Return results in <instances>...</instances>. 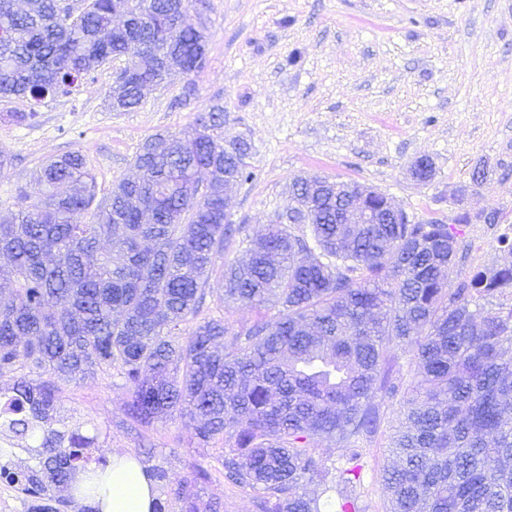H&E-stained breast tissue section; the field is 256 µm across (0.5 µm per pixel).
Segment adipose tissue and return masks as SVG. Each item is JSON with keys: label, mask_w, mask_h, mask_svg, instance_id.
Segmentation results:
<instances>
[{"label": "adipose tissue", "mask_w": 512, "mask_h": 512, "mask_svg": "<svg viewBox=\"0 0 512 512\" xmlns=\"http://www.w3.org/2000/svg\"><path fill=\"white\" fill-rule=\"evenodd\" d=\"M76 501L96 512H153L156 489L137 458L116 452L106 468L79 471L71 484Z\"/></svg>", "instance_id": "ef3b65f1"}]
</instances>
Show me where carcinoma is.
Listing matches in <instances>:
<instances>
[{
    "label": "carcinoma",
    "mask_w": 512,
    "mask_h": 512,
    "mask_svg": "<svg viewBox=\"0 0 512 512\" xmlns=\"http://www.w3.org/2000/svg\"><path fill=\"white\" fill-rule=\"evenodd\" d=\"M115 0H0V99L28 109L94 80L122 58L157 84L164 61L191 75L205 65L206 33L177 28L170 0H134L115 21ZM142 103L124 85L116 110ZM197 136L156 134L133 159L140 181L120 180L96 199L95 177L77 151L40 169L36 198L22 193L0 220V375L29 367L0 390V431L40 438L35 467L3 473L22 483L35 509L90 462L108 460L79 429L46 426L59 410L44 374L114 369L131 392L127 416L149 424L175 413L196 437L228 438L218 458L224 484L249 493L257 512H320L315 485L331 474L312 446L334 442L337 512H356L360 440L380 422L376 394L398 384L384 371L390 346L416 361L419 380L392 439L398 464L384 485L389 512H512V305L476 317L481 302L512 288V264L479 270L449 287L459 258L451 224L401 220L340 224L336 199L305 198L306 229L267 224L250 234L224 222V105L196 115ZM224 264L221 303L275 310L230 332L203 317L215 260ZM189 329H183V326ZM230 348L221 352L219 346ZM175 496L181 512H222L202 500L199 464Z\"/></svg>",
    "instance_id": "1"
}]
</instances>
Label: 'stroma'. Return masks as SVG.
Wrapping results in <instances>:
<instances>
[{
  "label": "stroma",
  "instance_id": "obj_1",
  "mask_svg": "<svg viewBox=\"0 0 512 512\" xmlns=\"http://www.w3.org/2000/svg\"><path fill=\"white\" fill-rule=\"evenodd\" d=\"M208 35L206 66L195 78L172 75L129 112L108 94L115 63L93 84L46 100L33 124L9 121L26 101H0V149L13 158L0 177V218L14 212L19 190H33L41 164L81 152L106 196L130 176L144 140L190 136L213 103L226 111L225 137L251 144L255 177L235 193L232 219L255 231L289 203L296 176L351 181L387 194L414 221L453 225L463 258L455 279L512 257L498 239L512 235V0H207L189 11ZM194 81L196 93L183 100ZM429 157L430 181L411 164ZM205 314L223 312L231 331L251 326L257 309L219 306L221 277L209 281ZM396 394H378L380 424L362 446L360 512H387L382 482L395 458L391 439L412 395L415 366L401 353ZM57 428L80 427L107 451L159 468L168 512H180L175 489L201 463L211 474L202 498L220 497L224 512H255L251 495L224 484L217 460L224 440L200 443L187 418L148 425L125 415L130 391L116 371L56 378Z\"/></svg>",
  "mask_w": 512,
  "mask_h": 512
}]
</instances>
